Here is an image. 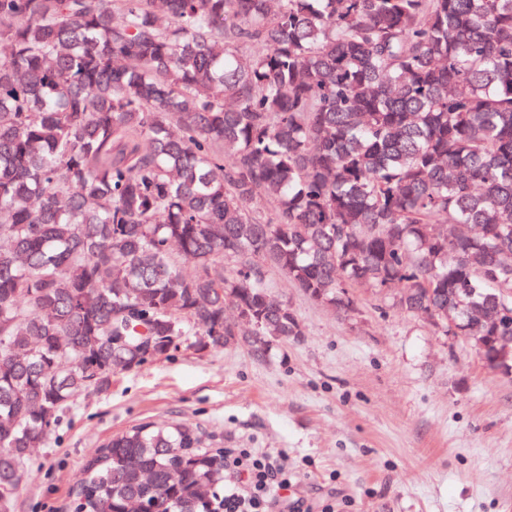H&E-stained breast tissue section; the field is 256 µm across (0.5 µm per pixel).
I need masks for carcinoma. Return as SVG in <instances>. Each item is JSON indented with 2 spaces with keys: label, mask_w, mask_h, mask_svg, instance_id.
Masks as SVG:
<instances>
[{
  "label": "carcinoma",
  "mask_w": 512,
  "mask_h": 512,
  "mask_svg": "<svg viewBox=\"0 0 512 512\" xmlns=\"http://www.w3.org/2000/svg\"><path fill=\"white\" fill-rule=\"evenodd\" d=\"M266 266L340 315L396 286L435 329L491 335L512 0H0V512L112 370L224 348L228 306L261 320L258 357L303 335ZM136 502L220 512L224 449L181 424L112 437L77 510Z\"/></svg>",
  "instance_id": "cac0c4a2"
}]
</instances>
